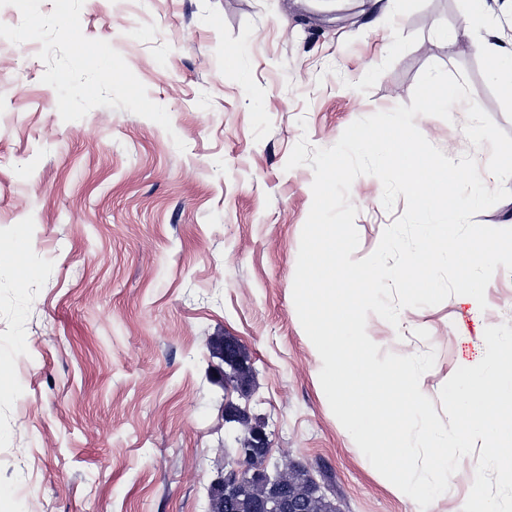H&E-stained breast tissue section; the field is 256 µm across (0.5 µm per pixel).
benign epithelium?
<instances>
[{"instance_id":"benign-epithelium-1","label":"benign epithelium","mask_w":512,"mask_h":512,"mask_svg":"<svg viewBox=\"0 0 512 512\" xmlns=\"http://www.w3.org/2000/svg\"><path fill=\"white\" fill-rule=\"evenodd\" d=\"M218 359L224 364L219 373L224 384H239L241 375L251 370L250 361L240 351V345L231 338L221 339L215 347ZM225 422L236 425L234 455L221 457L218 476L210 485L209 499L225 501L227 512H234L238 500L250 495L256 483L268 488L267 494L256 505L258 512H313L317 500L331 494L330 489L312 480L309 495L300 498L291 491L292 480L299 470L290 459H271L269 436L265 425L251 421L247 411L225 416Z\"/></svg>"}]
</instances>
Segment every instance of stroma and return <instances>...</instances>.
<instances>
[{
  "mask_svg": "<svg viewBox=\"0 0 512 512\" xmlns=\"http://www.w3.org/2000/svg\"><path fill=\"white\" fill-rule=\"evenodd\" d=\"M465 0H0V512H208L233 434L224 405L265 422L273 457L333 477L341 512H420L332 413L293 302L310 166L357 119L410 104L432 64L463 74L512 136V99L465 30ZM100 61L76 59L71 32ZM451 120L416 116L447 157L485 165ZM359 176L362 259L403 215ZM487 308L453 296L369 315L381 352L435 351L438 398L512 326V272ZM252 359L249 400L214 381L210 340ZM477 456L427 512H462Z\"/></svg>",
  "mask_w": 512,
  "mask_h": 512,
  "instance_id": "obj_1",
  "label": "stroma"
}]
</instances>
